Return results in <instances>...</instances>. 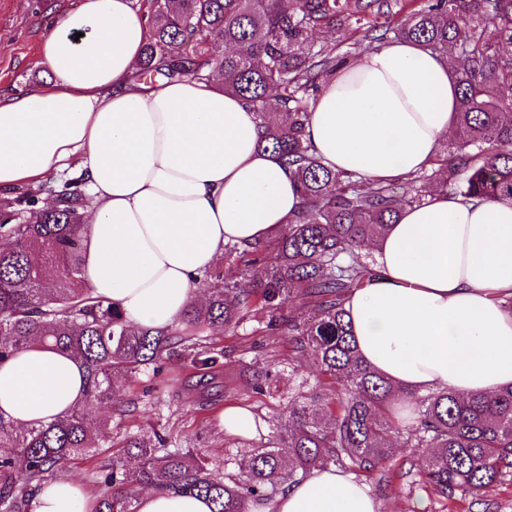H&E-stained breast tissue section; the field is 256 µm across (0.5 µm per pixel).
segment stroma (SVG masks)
<instances>
[{
    "instance_id": "stroma-1",
    "label": "stroma",
    "mask_w": 512,
    "mask_h": 512,
    "mask_svg": "<svg viewBox=\"0 0 512 512\" xmlns=\"http://www.w3.org/2000/svg\"><path fill=\"white\" fill-rule=\"evenodd\" d=\"M81 0H0V95L46 82L51 74L39 62L40 41L67 11L77 8ZM208 344L218 355L225 373L234 383L220 391L210 410H199L187 388L190 372L186 361L165 364L160 377L166 383L162 392H146L148 377L141 376L130 386L138 397L136 411L127 417H114L112 435L163 434L170 447L197 448L210 466L258 445L259 437L238 440L225 436L219 414L230 404H246L253 408L265 425V434H274L281 408L289 393L297 389L299 376L317 382L318 372L309 358L296 357L288 336L261 329L256 321H248L234 331L211 336ZM269 366L272 385L264 394L253 393L238 374L251 362ZM298 363L300 373H292L290 363ZM482 503L465 498L454 506L438 498L427 488L412 485L410 478L393 473L391 486L383 498L386 512H512V485L492 486L484 490Z\"/></svg>"
}]
</instances>
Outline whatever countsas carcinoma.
Segmentation results:
<instances>
[{
    "mask_svg": "<svg viewBox=\"0 0 512 512\" xmlns=\"http://www.w3.org/2000/svg\"><path fill=\"white\" fill-rule=\"evenodd\" d=\"M149 39L139 77L204 80L219 72L224 89L255 112L259 146L294 176L303 206L268 241L227 244L242 262L233 278L214 277L209 299L171 327L127 322L93 297L80 277L89 197L67 183L48 209L37 193L0 200V359L32 345L71 354L86 372V396L39 426L0 418V504L27 512L41 485L77 461L100 460L94 512H137L138 493L161 488L203 496L212 512H250L314 470L331 466L389 485L394 448L422 452L418 476L444 500L478 498L512 483V387L493 396L442 389L418 394L394 385L358 355L344 303L379 271L369 242L381 240L404 206L441 188L486 200L512 199V0H137ZM320 31L357 36L351 50L318 44ZM393 40L418 42L450 58L458 84L456 132L431 168L374 187L331 169L306 137L311 103L347 58ZM297 300L300 313L284 309ZM255 307L330 380L289 397L276 436L242 456L223 478L191 448L149 439L112 444V414L125 411L124 382L191 357L194 389L205 396L220 378L216 358L198 350L211 333L236 329ZM251 389L270 384L267 366L240 373Z\"/></svg>",
    "mask_w": 512,
    "mask_h": 512,
    "instance_id": "carcinoma-1",
    "label": "carcinoma"
}]
</instances>
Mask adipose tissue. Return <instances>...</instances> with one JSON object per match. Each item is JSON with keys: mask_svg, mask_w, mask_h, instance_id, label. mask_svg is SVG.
Wrapping results in <instances>:
<instances>
[{"mask_svg": "<svg viewBox=\"0 0 512 512\" xmlns=\"http://www.w3.org/2000/svg\"><path fill=\"white\" fill-rule=\"evenodd\" d=\"M148 26L136 0H82L44 35L49 82L0 96V189L77 168L93 199L82 279L130 323L165 328L203 299L229 243L278 233L299 188L258 146L254 112L221 78L137 80ZM450 61L412 42L362 55L326 81L307 137L332 169L372 184L429 168L455 127ZM373 253L381 278L345 302L362 360L394 384L491 396L512 385V200L436 191L404 207ZM84 368L35 345L0 361V417L50 422L85 398ZM77 481L42 485L32 512H90ZM138 512H211L149 490ZM257 512H382L365 484L313 471Z\"/></svg>", "mask_w": 512, "mask_h": 512, "instance_id": "1", "label": "adipose tissue"}]
</instances>
